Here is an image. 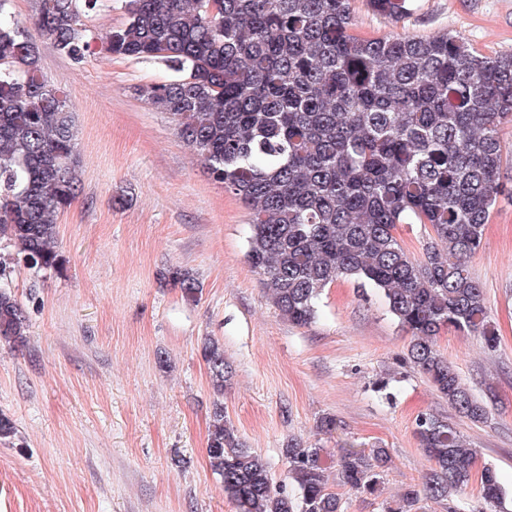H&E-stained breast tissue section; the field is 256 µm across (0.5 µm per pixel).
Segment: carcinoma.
<instances>
[{"label": "carcinoma", "instance_id": "carcinoma-1", "mask_svg": "<svg viewBox=\"0 0 512 512\" xmlns=\"http://www.w3.org/2000/svg\"><path fill=\"white\" fill-rule=\"evenodd\" d=\"M101 0H41L35 25L77 60L91 47L83 16ZM399 19L414 0H367ZM354 0H125V20L105 37L116 57L158 59L171 75L136 88L168 115L210 178L251 209L247 258L280 315L306 326L322 291L340 277L383 296L409 335L405 363L473 423L487 405L438 346L450 329L499 342L484 288L468 259L480 247L503 191L500 126L512 122V54L486 55L460 34L354 32ZM0 0V341L25 343L27 312L8 278L22 263L63 269L56 218L76 200L81 165L64 92L41 69L36 41ZM399 224L430 226L421 257L396 237ZM165 279L182 296L201 288L186 269ZM215 395L231 385L223 346L201 347ZM431 461L423 490L396 507L417 512L420 494L444 501L479 485L487 505L505 488L480 450L430 413L415 420ZM17 427L0 413V444ZM207 455L238 512H343L321 448L284 444L291 490L274 484L216 401ZM387 449L340 451L349 490L377 496Z\"/></svg>", "mask_w": 512, "mask_h": 512}]
</instances>
